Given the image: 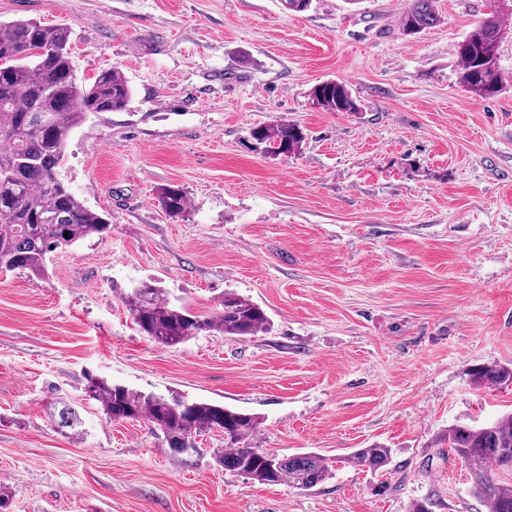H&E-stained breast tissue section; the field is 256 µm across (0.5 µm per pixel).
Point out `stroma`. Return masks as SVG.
<instances>
[{"mask_svg":"<svg viewBox=\"0 0 512 512\" xmlns=\"http://www.w3.org/2000/svg\"><path fill=\"white\" fill-rule=\"evenodd\" d=\"M413 0H0V20L67 24L76 73L121 68L133 96L73 132L61 178L112 223L52 254L44 278L0 275V491L9 512H485L449 426L512 411V385L476 388L477 365L512 364V14L504 89L459 80L458 46L496 0H436L405 35ZM344 82L357 112L314 105ZM286 121L301 148L251 131ZM187 196L169 218L158 192ZM142 281L197 313L236 292L269 330L143 336L122 295ZM258 416L255 447L314 451L308 490L224 471L219 433L175 455L145 420H111L88 377ZM77 431L57 426L62 406ZM379 443L390 464L352 460ZM435 0H414L413 7L401 19L402 31L405 35H415L438 23ZM252 138L258 144H264L274 154L295 152L305 140L303 131L291 123L260 125L252 130Z\"/></svg>","mask_w":512,"mask_h":512,"instance_id":"obj_1","label":"stroma"}]
</instances>
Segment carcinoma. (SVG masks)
Masks as SVG:
<instances>
[{"instance_id": "cac0c4a2", "label": "carcinoma", "mask_w": 512, "mask_h": 512, "mask_svg": "<svg viewBox=\"0 0 512 512\" xmlns=\"http://www.w3.org/2000/svg\"><path fill=\"white\" fill-rule=\"evenodd\" d=\"M435 0H414L401 19L402 31L415 35L438 23ZM69 28L45 26L34 19L0 21V273L20 271L41 277L50 254L110 232L109 218L91 208L60 178L70 136L88 114L103 115L127 107L132 88L120 68L100 70L93 81H78L70 52ZM502 27L495 17L484 21L458 49L460 83L485 98L503 89L498 48ZM313 102L330 112H357L360 105L346 84H316ZM252 138L274 154L295 152L305 140L291 123L260 125ZM159 202L171 218L187 210L178 188H164ZM141 334L165 347H175L210 333L238 338L267 329L269 319L256 303L226 292L217 310L194 314L170 303L162 289L143 282L125 296ZM476 387L512 385V366L481 365L469 371ZM86 395L100 403L111 420L145 418L163 435L172 452L193 437L224 433L226 446L216 457L225 471L264 484L310 489L329 475L325 459L307 452L280 456L254 448L249 440L259 418L206 401L187 404L174 396L145 393L87 378ZM448 451L461 458L471 475V493L487 512H512V485L497 472H512V413L482 426L455 424L444 437ZM354 459L378 471L390 463L391 449L372 444Z\"/></svg>"}]
</instances>
